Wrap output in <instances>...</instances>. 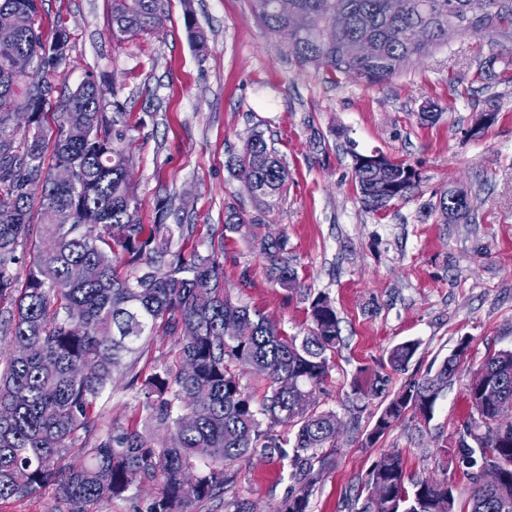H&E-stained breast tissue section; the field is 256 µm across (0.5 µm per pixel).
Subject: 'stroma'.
Listing matches in <instances>:
<instances>
[{
  "instance_id": "stroma-1",
  "label": "stroma",
  "mask_w": 512,
  "mask_h": 512,
  "mask_svg": "<svg viewBox=\"0 0 512 512\" xmlns=\"http://www.w3.org/2000/svg\"><path fill=\"white\" fill-rule=\"evenodd\" d=\"M208 38L198 51L186 14ZM44 35L70 34L57 94L94 79L105 111L126 128L121 148L141 206L155 221L157 198L172 201L174 224H192L186 250L216 253L234 303L260 311L288 335L308 329V299L323 293L336 306L342 342L319 394L340 422L334 464L317 484L309 512H347L346 495L381 455L401 453L413 479L452 483L458 500L471 485L448 464V451L471 406L465 378L439 397L429 425L405 419L373 447L362 441L386 394L369 397L352 423L353 383L389 374L386 393L420 378L471 337L467 363L512 348V33L473 32L430 47L400 74L366 86L302 65L284 36L254 19L249 0H168L161 24L126 39L112 36V0H40ZM434 106L438 117L419 114ZM493 114L484 129L480 115ZM263 131L289 172L288 193L271 213L259 210L229 163L252 131ZM383 151L420 174L416 196L367 211L353 177L352 152ZM465 190L469 224L444 223L423 206L447 189ZM257 224L225 233L226 207ZM286 237L297 287L271 281L261 238ZM407 340L418 350L405 371L390 372V349ZM146 416L125 378L112 382L105 424L142 426ZM235 482L196 512H224L247 497L255 512H273L288 472L253 457L228 464Z\"/></svg>"
}]
</instances>
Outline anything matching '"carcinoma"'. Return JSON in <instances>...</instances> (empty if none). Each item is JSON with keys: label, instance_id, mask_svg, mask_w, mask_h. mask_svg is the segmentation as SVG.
Instances as JSON below:
<instances>
[{"label": "carcinoma", "instance_id": "carcinoma-1", "mask_svg": "<svg viewBox=\"0 0 512 512\" xmlns=\"http://www.w3.org/2000/svg\"><path fill=\"white\" fill-rule=\"evenodd\" d=\"M166 0H112V35L133 37L158 25ZM253 17L283 35L304 65L326 68L366 85L401 73L430 45H443L473 30L512 27V0H407L406 12H389L388 0H250ZM38 0H0V502L54 489L48 512H98L104 501L158 486L146 512H195V506L224 493L233 483L226 466L256 454L288 469L290 485L273 512H308L309 500L336 448V413L321 408L317 392L331 371L328 352L341 342L336 308L317 294L309 303L303 336L281 333L266 317L235 304L221 288L215 254L174 248L191 224H168L169 201L158 202V223L136 219L140 201L130 183L127 159L118 148L125 132L116 128L87 79L73 92L52 97L53 80L69 52V33L58 28L45 39L35 27ZM348 18L338 30L336 13ZM27 25H18V17ZM368 37L376 57L347 55L350 40ZM25 55L40 78L12 66ZM55 127L44 126L49 111ZM29 115L18 134L17 113ZM363 206L372 212L413 197L418 170L392 161V184L372 182L366 160L352 152ZM68 166L73 179L59 185L54 170ZM253 186L265 211L286 196L288 170L264 134L253 133L231 165ZM463 190L451 189L428 204L453 223H470L471 209L459 205ZM249 224L228 208L224 232ZM38 247L24 280L10 270L18 247L31 236ZM284 237L262 240L259 251L269 278L287 290L297 275ZM121 259L126 272L117 271ZM88 264L96 274L69 279L70 268ZM250 326L247 336L224 335V322ZM174 340L173 356L155 359L144 380L132 373L149 351L151 336ZM470 338L436 368L404 385L378 413L363 445L371 447L410 415L431 421L448 383L462 372ZM418 342L405 341L388 354L404 369ZM265 382L257 399L240 376ZM143 396L150 426L169 434L155 446L135 427L101 430L92 415L117 375ZM389 377L377 374L369 388L353 386L351 415L359 421L365 399L385 392ZM198 389L209 394L193 402ZM471 404L462 438L450 464L472 484L463 507L453 485L409 478L398 453L380 456L357 492L366 498L357 512H512V423L500 421L512 408V349L488 354L468 371Z\"/></svg>", "mask_w": 512, "mask_h": 512}]
</instances>
